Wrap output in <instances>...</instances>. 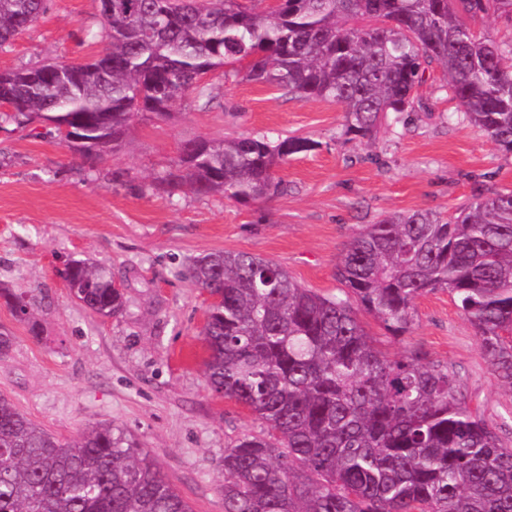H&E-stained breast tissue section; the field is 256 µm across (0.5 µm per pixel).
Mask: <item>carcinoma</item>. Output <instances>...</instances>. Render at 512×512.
<instances>
[{
    "label": "carcinoma",
    "instance_id": "carcinoma-1",
    "mask_svg": "<svg viewBox=\"0 0 512 512\" xmlns=\"http://www.w3.org/2000/svg\"><path fill=\"white\" fill-rule=\"evenodd\" d=\"M46 2L0 0V46ZM99 2L108 46L91 60L0 71L5 117L47 120L90 166L121 147L138 117L169 118L190 95L209 106L200 77L218 69L302 101L336 102L344 135L369 143L388 114L403 124L424 109L417 88L436 64L461 119L512 152V36L469 25L489 12L512 23V0ZM315 146L295 136L189 139L169 184L261 202L279 191L274 169ZM62 276L90 312L126 313L105 268L72 260ZM188 276L215 298L201 330L211 390L265 425L224 449V512H512V448L470 408L461 380L417 349L388 356L358 317L403 340L416 300L446 291L492 374L512 389L511 190L447 217L394 212L366 225L336 266L338 295L243 252L203 254ZM11 306L22 320L34 314L21 295ZM0 512L192 508L124 430L101 425L63 442L1 395Z\"/></svg>",
    "mask_w": 512,
    "mask_h": 512
}]
</instances>
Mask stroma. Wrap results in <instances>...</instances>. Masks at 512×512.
Wrapping results in <instances>:
<instances>
[{"instance_id":"stroma-1","label":"stroma","mask_w":512,"mask_h":512,"mask_svg":"<svg viewBox=\"0 0 512 512\" xmlns=\"http://www.w3.org/2000/svg\"><path fill=\"white\" fill-rule=\"evenodd\" d=\"M104 47L99 0H49L0 48V70L81 63ZM444 83L441 68L426 69L424 111L382 127L371 145L346 139L341 105L220 73L207 80L209 108L188 102L170 119H139L92 168L46 121L0 125V289L36 303L30 323L0 297V330L13 338L0 357V395L65 442L98 424L123 429L193 512H224V450L262 423L208 385L199 332L211 299L187 278L188 266L207 252H244L334 294L336 264L363 226L398 211L446 216L478 194L512 190V155L458 120ZM257 133L316 144L275 168L281 189L270 199L240 203L165 185L183 141ZM73 259L111 271L125 290L124 316H95L70 293L60 272ZM416 310L403 343L370 316L362 321L387 354L410 346L447 364L512 448V391L481 357L469 322L444 291L417 300Z\"/></svg>"}]
</instances>
